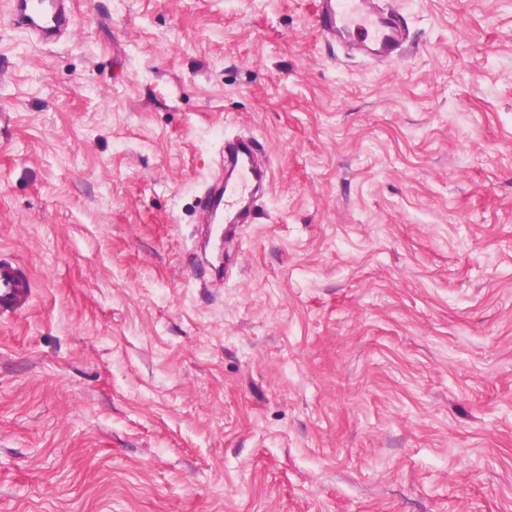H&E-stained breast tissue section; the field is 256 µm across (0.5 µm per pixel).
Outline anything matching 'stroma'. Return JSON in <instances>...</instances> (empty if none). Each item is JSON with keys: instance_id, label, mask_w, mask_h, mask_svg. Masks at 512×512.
I'll return each instance as SVG.
<instances>
[{"instance_id": "obj_1", "label": "stroma", "mask_w": 512, "mask_h": 512, "mask_svg": "<svg viewBox=\"0 0 512 512\" xmlns=\"http://www.w3.org/2000/svg\"><path fill=\"white\" fill-rule=\"evenodd\" d=\"M412 52L317 0L0 9V512H512V0H395ZM270 190L220 283L225 138ZM72 0H8L12 21L32 42L56 44L71 32ZM378 3V0H318L322 35L338 38L350 50L377 59H399L407 47L405 26L396 11L390 9L385 13ZM356 31L360 36L354 35ZM30 298L28 274L9 260H0V316L25 309Z\"/></svg>"}]
</instances>
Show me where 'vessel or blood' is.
Instances as JSON below:
<instances>
[{"label":"vessel or blood","instance_id":"b4317fda","mask_svg":"<svg viewBox=\"0 0 512 512\" xmlns=\"http://www.w3.org/2000/svg\"><path fill=\"white\" fill-rule=\"evenodd\" d=\"M72 0H7L17 29L32 42L57 43L71 32ZM322 35L346 42L350 49L381 60L402 57L407 47L405 26L396 11L379 7L378 0H318ZM225 178L208 181L200 199L201 222L206 229L223 225L216 235L217 253L202 269L206 275H222L223 252L234 250L242 225L252 221V203L270 186L266 166L258 160L257 142L242 135L224 142ZM30 298L28 274L15 263L0 260V316L25 309Z\"/></svg>","mask_w":512,"mask_h":512}]
</instances>
